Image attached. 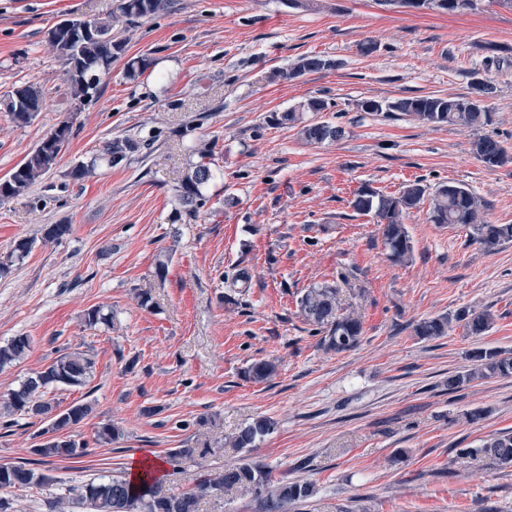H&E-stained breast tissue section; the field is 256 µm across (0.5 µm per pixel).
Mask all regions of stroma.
Here are the masks:
<instances>
[{
  "mask_svg": "<svg viewBox=\"0 0 512 512\" xmlns=\"http://www.w3.org/2000/svg\"><path fill=\"white\" fill-rule=\"evenodd\" d=\"M117 4L0 0V95L30 83L45 99L23 125L0 111V177L61 121L73 122L56 167L0 202V261L16 241H35L0 277V345L31 342L22 361L0 370V395L58 349L95 359L86 386L48 393L61 406L93 408L72 430L88 453L51 465L53 492L146 460L164 466L165 492L187 491L242 457L224 436L266 418L273 428L252 457L273 480L313 484L302 512H512V468L456 456L512 431V377L447 386L470 368L474 348L512 354V243L486 250L466 229L430 223L423 205L405 218L413 257L395 264L375 219L351 206L365 185L393 194L452 181L485 202L489 223L512 224V163L485 167L473 152L478 131L357 107L467 95L482 80L495 88L488 131L512 148V7L478 0L448 14L376 0H168L153 17L114 24L125 50L94 97L75 106L47 33L70 17L111 22ZM366 39L380 44L369 56L357 50ZM307 55L335 65L283 78ZM141 58L148 69L130 76ZM315 97L326 109L303 113L304 122L342 126L341 139L310 145L297 128L269 123ZM118 136L142 147L112 168L101 153ZM204 149L214 177L190 220L175 190ZM81 164L93 173L72 178ZM49 224L71 232L42 245ZM242 270L247 281H236ZM321 283L335 284L361 317L356 349L325 351L300 315L298 298ZM140 293L150 306L138 304ZM93 306L114 311L112 328L86 326ZM463 309L491 312L485 335L455 322L446 336H415L417 321ZM257 360L276 362L270 380L245 378ZM475 409L482 418L468 421ZM107 422L121 435L96 444ZM43 426L19 415L0 429V464L33 461ZM216 441V453L168 459Z\"/></svg>",
  "mask_w": 512,
  "mask_h": 512,
  "instance_id": "35a3bbf8",
  "label": "stroma"
}]
</instances>
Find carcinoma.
I'll use <instances>...</instances> for the list:
<instances>
[{
  "label": "carcinoma",
  "mask_w": 512,
  "mask_h": 512,
  "mask_svg": "<svg viewBox=\"0 0 512 512\" xmlns=\"http://www.w3.org/2000/svg\"><path fill=\"white\" fill-rule=\"evenodd\" d=\"M167 0H119V14L112 22L85 21L72 18L53 26L48 32V42L55 54L68 69L71 95L84 101L89 91L98 87L100 76L110 72L112 61L124 52V43L112 37V24L120 20L148 18L164 10ZM334 66V62L318 56L299 58L286 72L290 78ZM494 92L492 86L476 81L472 92L466 96L444 97L424 95L403 97L394 101L366 100L359 104L363 112L390 117L405 115L427 124L459 125L483 128L493 124V113L483 104V99ZM44 96L34 84L16 87L5 94L4 109L19 124L29 122L42 110ZM72 122L58 124L6 177L0 178V201L19 195L48 174L57 164L59 155L69 143ZM303 139L310 144L337 141L344 135L339 125L313 122L301 127ZM140 143L131 137H116L104 145L102 159L111 167L127 164ZM477 158L489 168L499 167L512 160V153L491 134L480 136L473 142ZM207 155L201 156L191 172L182 180L177 200L182 212L191 219L198 217L206 204L202 187L214 178ZM426 196V188L418 182L405 186L397 194H384L365 185L351 202L359 214L370 215L382 226V236L388 258L396 264L407 263L413 253L411 238L404 219L411 210L420 207ZM485 204L466 186L454 182L439 185L430 198L429 220L433 224H454L469 231L470 238L492 251L512 242V224H489L483 217ZM68 224H51L43 230L44 244L60 241L69 234ZM35 240H18L7 260L0 262V275L9 271L15 260H22L31 251ZM300 313L305 321L321 334L322 346L336 353L356 348L363 332L362 321L353 311H341L338 289L334 285L320 284L307 288L298 298ZM112 311L95 306L85 313V323L91 328L112 327ZM464 323L467 335L480 337L490 328L492 315L487 311L464 309L453 316H437L423 319L413 326V332L421 339H435L448 334L452 322ZM30 351V340L16 336L0 345V368L23 360ZM473 361L462 375L448 377V391L455 392L463 384L488 377L512 375V357L502 355L496 348H477L469 353ZM95 360L82 351H58L44 369L34 372L18 387L0 396V426H13L17 413L42 416L47 427L39 433L41 442L31 452L38 456L36 463L50 464L54 460H70L87 455V446L74 439L59 440L55 434L69 432L73 426L86 419L92 412L88 403L74 402L63 410L44 400L50 388L85 386L93 375ZM276 364L258 360L250 364L245 376L263 383L272 378ZM272 429V422L257 419L236 432L230 441L235 448L249 453L257 441ZM482 454L497 467H512V431L500 432L485 440L478 448H468L460 456ZM53 478L37 472L27 465H11L0 469V512H15L13 499L8 494L15 489L49 487ZM235 490L241 495L262 498L264 512H288L313 495L309 482H271L265 467L245 456L241 462L230 464L222 470L209 472L198 480L195 490L181 494L163 492L160 479L155 477L154 467L144 469L143 475L131 477L120 473L112 478L91 481L68 490V495L50 493L41 500L43 512H199L204 496L222 495Z\"/></svg>",
  "instance_id": "obj_1"
}]
</instances>
